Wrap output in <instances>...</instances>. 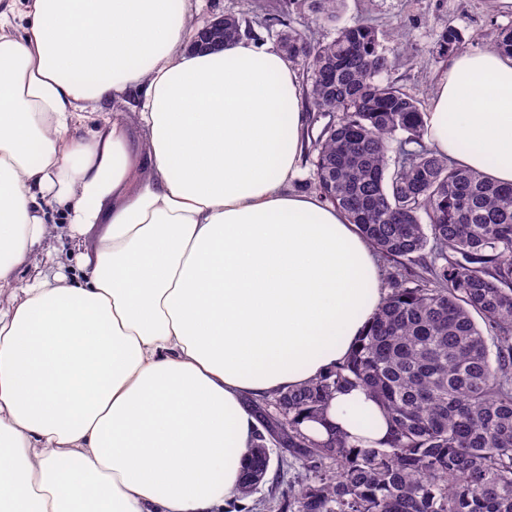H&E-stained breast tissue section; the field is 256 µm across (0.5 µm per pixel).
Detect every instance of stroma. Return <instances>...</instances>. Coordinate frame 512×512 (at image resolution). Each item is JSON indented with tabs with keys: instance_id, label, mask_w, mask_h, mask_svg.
Here are the masks:
<instances>
[{
	"instance_id": "stroma-1",
	"label": "stroma",
	"mask_w": 512,
	"mask_h": 512,
	"mask_svg": "<svg viewBox=\"0 0 512 512\" xmlns=\"http://www.w3.org/2000/svg\"><path fill=\"white\" fill-rule=\"evenodd\" d=\"M272 10L288 13L293 26L305 29L312 40L327 41L335 35L331 25L306 27L304 12L290 5L288 0H200L195 19L200 22L228 11L241 13L250 24L252 36L268 42L272 36L264 26V18ZM340 21L344 24L358 21L373 24L387 47L393 44L394 26L404 23L406 37L418 52L394 72L393 78L427 104L447 66L446 60L431 54L442 26L453 23L462 31L467 49L481 50L485 44L478 41V34L512 26V11L500 10L497 0H345ZM303 477L298 465L284 460L277 473V486L262 485L246 499L248 512H278L274 494H286L289 485L298 483Z\"/></svg>"
}]
</instances>
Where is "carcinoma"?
<instances>
[{
	"mask_svg": "<svg viewBox=\"0 0 512 512\" xmlns=\"http://www.w3.org/2000/svg\"><path fill=\"white\" fill-rule=\"evenodd\" d=\"M339 2L299 6L320 25L336 22ZM244 22L225 15L224 40L240 35ZM279 24V46L306 69L310 111L330 117L311 141L313 185L393 271L346 361L265 399L305 471L278 510L512 512V186L449 162L425 142L422 101L387 80L413 55L411 43L399 37L385 48L367 22L322 43L285 19ZM480 40L512 55V28ZM463 45L448 23L437 55ZM353 386L367 389L387 420L382 447L301 431L303 420ZM269 443L260 436L239 498L265 481Z\"/></svg>",
	"mask_w": 512,
	"mask_h": 512,
	"instance_id": "1",
	"label": "carcinoma"
}]
</instances>
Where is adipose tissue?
I'll use <instances>...</instances> for the list:
<instances>
[{
  "mask_svg": "<svg viewBox=\"0 0 512 512\" xmlns=\"http://www.w3.org/2000/svg\"><path fill=\"white\" fill-rule=\"evenodd\" d=\"M197 0H27L0 12V512H221L261 427L249 403L342 362L384 299L348 215L293 190L298 74L247 35L191 49ZM135 96L144 133L88 110ZM425 138L512 184V57L448 61ZM98 235L73 275L45 204ZM27 279H20V272ZM301 429L376 448L375 400Z\"/></svg>",
  "mask_w": 512,
  "mask_h": 512,
  "instance_id": "obj_1",
  "label": "adipose tissue"
}]
</instances>
